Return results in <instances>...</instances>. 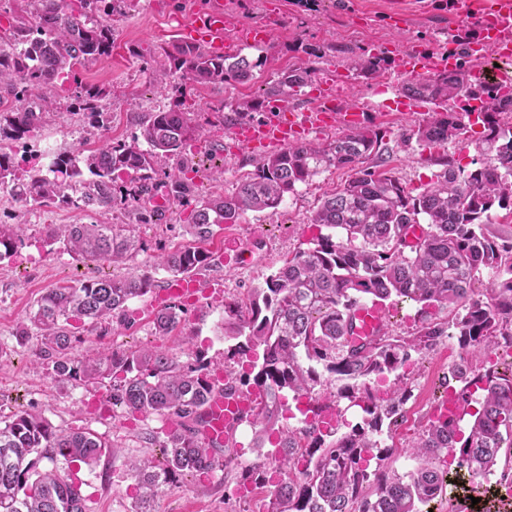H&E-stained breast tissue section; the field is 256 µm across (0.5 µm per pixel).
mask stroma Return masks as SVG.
Listing matches in <instances>:
<instances>
[{"label": "stroma", "mask_w": 512, "mask_h": 512, "mask_svg": "<svg viewBox=\"0 0 512 512\" xmlns=\"http://www.w3.org/2000/svg\"><path fill=\"white\" fill-rule=\"evenodd\" d=\"M154 7L138 0L123 17H113L114 41L110 57L87 62L80 67L76 81L57 86L52 95L58 110L46 114L37 137H25L1 144L10 152L15 166L29 171L47 169L52 155L83 150L85 124L80 115L68 113L77 85H90L101 91L106 112L96 142L105 144L131 136L150 112L185 102L194 119L207 131V140L194 148V184L200 192H233L238 179L253 171L257 157L245 150L227 147V128L215 114L216 107L232 98L258 92L278 72L307 61L309 50H316L315 77L340 74L348 87L351 102L378 106L370 124L382 143L378 153L364 164L398 178L412 193L433 183L443 162L470 167L476 159L475 141L482 127L471 124L460 139L440 146L411 139L412 130L422 123V112H401L393 101L402 92L404 77L393 68L380 75H364L349 68L344 47L373 51L382 43L420 42L438 53L448 47L450 33L474 34V21L462 19L454 0H315L305 7L298 0H281V11L268 44H243L249 57H266L267 63L251 82L235 86L193 89L188 76L179 74L161 87L153 82L146 59L158 46L178 39L179 21L208 0H162ZM349 170L332 169L314 181L299 186L276 211L249 212L239 224L216 236L210 250L219 249L225 237L236 238L243 256L238 265H213L195 274L198 289L187 299L184 321L172 333H156L151 322L153 295L132 300L127 316H114L96 325L74 323L71 355L84 360L104 350L128 353L156 348L169 353L179 363L193 362L202 352L214 365H221L240 377L238 360L229 358L232 340L224 336V305L242 299L282 266L284 259L306 250L315 234L307 219L324 197L348 179ZM190 218L189 207L170 204L162 224H139L121 209L84 211L57 203L48 207L19 202L0 190V224H23L29 243L6 262L0 263V412L31 409L40 413L56 429L86 427L115 447L93 467H81L78 477L88 497L91 512H132L136 482L127 470V460L159 451L167 427L165 420L152 415L134 416L122 406H104L105 389L83 382L56 379L50 361L40 357L37 327L28 326L30 312L52 288L98 278L126 276L127 263H91L78 260L49 244L45 229L50 224H129L134 234L151 249L170 248L185 243L183 226ZM27 328L29 336L18 342L16 333ZM457 344H439L424 352L416 365L404 373L409 397L404 405L405 422L399 427L393 449H378L384 469L405 473L415 462L406 444L421 433L441 393L440 381L448 366L457 360ZM254 430L242 424L235 433L237 466L216 473L212 479L177 478L165 485L153 503L155 512H266L271 488L256 483L249 466L272 467L275 448L253 445Z\"/></svg>", "instance_id": "obj_1"}]
</instances>
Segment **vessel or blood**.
<instances>
[{
	"label": "vessel or blood",
	"mask_w": 512,
	"mask_h": 512,
	"mask_svg": "<svg viewBox=\"0 0 512 512\" xmlns=\"http://www.w3.org/2000/svg\"><path fill=\"white\" fill-rule=\"evenodd\" d=\"M466 6L479 18L476 34L468 43L473 62L474 82L485 85L496 80L498 86L512 84V0H467ZM238 28L234 15L215 7L196 11L181 25L184 38L203 43L216 54L231 51L232 35ZM498 63L497 77H490V63ZM393 64L397 74L413 76L434 71L453 70L457 60L452 54L425 55L416 46L407 45L395 51ZM303 105L280 103L260 122H245L232 128L231 134L240 148L254 154H265L303 141L314 129L352 128L367 123V107L350 103L337 79L328 77L311 85ZM353 315L355 332L360 336L373 335L386 317L384 307L371 303L357 306ZM256 392H225L214 386L205 409V433L215 442L231 439L234 430L245 419Z\"/></svg>",
	"instance_id": "b4317fda"
}]
</instances>
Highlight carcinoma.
<instances>
[{"instance_id":"cac0c4a2","label":"carcinoma","mask_w":512,"mask_h":512,"mask_svg":"<svg viewBox=\"0 0 512 512\" xmlns=\"http://www.w3.org/2000/svg\"><path fill=\"white\" fill-rule=\"evenodd\" d=\"M28 5L30 19L0 37V85L19 90L20 99L41 92L42 107L50 110L55 101L44 93L75 77L84 62L110 55L112 16L126 13L134 0H28ZM262 65L263 60L239 53L214 56L182 39L159 47L151 62L160 84L182 72L201 86L251 81ZM386 65L384 56L364 52L349 62L366 75ZM314 71L310 64L292 65L261 93L224 104L225 123L234 126L273 102L293 100ZM469 77L463 63L455 72L404 84L406 94L434 104L416 131L428 145L467 133V113L450 103L460 97L484 102L483 131L476 140L482 160L471 169L445 163L436 181L415 196L395 176L360 167L382 140L368 127L291 145L259 161L232 193L197 196L186 167L161 177L155 168L158 157H182L204 138L192 113L177 106L151 113L128 141L106 143L87 155H54L46 175H18L10 155L0 150V189L38 205L68 201L89 211L132 206L144 224L162 220L161 207L152 204L158 195L189 206L191 220L184 228L190 244L154 256V265L182 278L211 265L212 252L203 245L246 212L274 211L298 185L330 168L350 169L349 179L307 218L317 230L312 247L266 279L248 304H224V336L237 340L231 356L261 351L252 361L253 374L229 378L224 388L240 383L263 395L246 421L255 430V447L276 448L274 470L262 475L273 487L267 512H421L442 492L444 464L466 469L477 484L494 473L501 453L512 452V361L499 356L512 349V243L500 244L484 232L500 211L512 216V94L478 88ZM75 101L74 110L88 119V127L98 128L99 91L84 88ZM42 121L43 113L25 106L1 112L0 141L28 137ZM119 178L126 181L120 197ZM420 222L427 227L408 238ZM45 234L92 263L131 260L147 251L128 224H51ZM23 245L22 225L0 224V263ZM486 271L490 281L479 290L475 285ZM155 287L153 279L138 273L89 279L50 289L29 316L41 330L39 353L51 361L58 379L106 383L112 404L131 414H158L170 424L160 445L162 461L128 463L136 479L133 512H152L151 501L176 478L224 470L231 452L228 445L211 446L200 433L214 384L202 355L188 365L159 349L104 351L84 361L70 357V321L96 324L125 312L130 300ZM393 296L421 305L418 335L394 336L385 326L372 338L354 335L351 307L365 298L376 303ZM184 314L179 303L153 310L156 332L169 334ZM454 339L464 355L445 376L451 408L429 420L409 444L418 466L403 475L370 469L371 451L381 447L383 431L399 424L408 392L398 387L383 395L379 384L415 363L413 355ZM323 371L340 381L327 395L319 391ZM290 398L303 405L299 426L282 422ZM344 401L370 421L337 438V427H321L323 412ZM108 448L91 430H56L28 410L0 415V512H89L77 478L38 465L61 457L91 467Z\"/></svg>"}]
</instances>
